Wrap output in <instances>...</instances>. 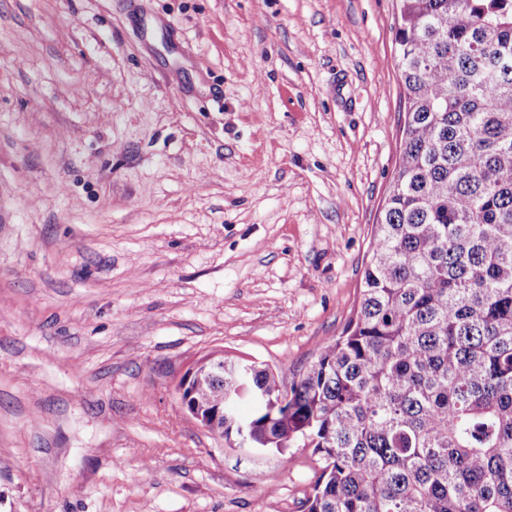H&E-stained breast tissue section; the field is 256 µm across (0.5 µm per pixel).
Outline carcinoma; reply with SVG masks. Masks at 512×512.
I'll return each mask as SVG.
<instances>
[{"mask_svg": "<svg viewBox=\"0 0 512 512\" xmlns=\"http://www.w3.org/2000/svg\"><path fill=\"white\" fill-rule=\"evenodd\" d=\"M394 43L405 123L359 309L252 443L321 454L306 512H512V0H400ZM192 392L279 381L226 360Z\"/></svg>", "mask_w": 512, "mask_h": 512, "instance_id": "1", "label": "carcinoma"}]
</instances>
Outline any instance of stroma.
I'll list each match as a JSON object with an SVG mask.
<instances>
[{"instance_id":"35a3bbf8","label":"stroma","mask_w":512,"mask_h":512,"mask_svg":"<svg viewBox=\"0 0 512 512\" xmlns=\"http://www.w3.org/2000/svg\"><path fill=\"white\" fill-rule=\"evenodd\" d=\"M398 0H0V512H304L324 461L177 386L291 388L399 163Z\"/></svg>"}]
</instances>
